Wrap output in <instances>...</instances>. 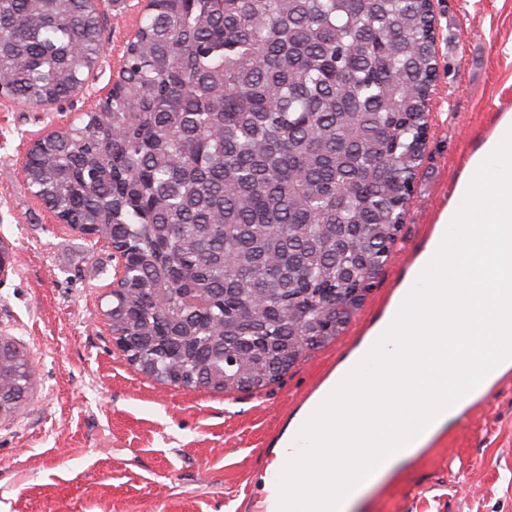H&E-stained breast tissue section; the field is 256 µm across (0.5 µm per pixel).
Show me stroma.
Returning a JSON list of instances; mask_svg holds the SVG:
<instances>
[{
  "mask_svg": "<svg viewBox=\"0 0 512 512\" xmlns=\"http://www.w3.org/2000/svg\"><path fill=\"white\" fill-rule=\"evenodd\" d=\"M141 8L104 0L105 53L87 89L44 109L0 99V239L15 255L0 279V336L36 372L19 411L0 416V512H260L275 438L381 319L472 153L512 107V0H433L438 75L423 161L391 257L341 333L260 390L163 385L112 342L102 314L111 245L55 223L21 169L35 139L118 77ZM351 512H512V375Z\"/></svg>",
  "mask_w": 512,
  "mask_h": 512,
  "instance_id": "obj_1",
  "label": "stroma"
}]
</instances>
